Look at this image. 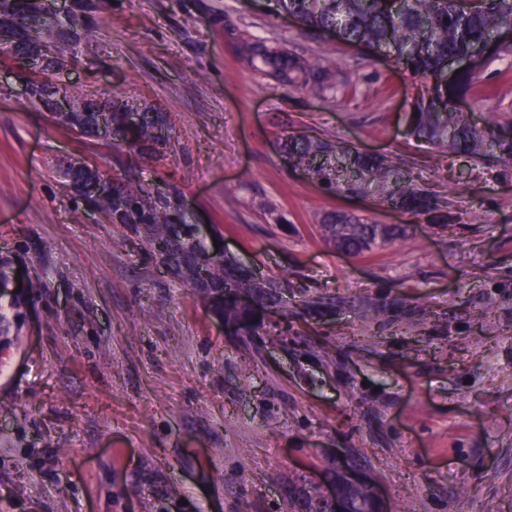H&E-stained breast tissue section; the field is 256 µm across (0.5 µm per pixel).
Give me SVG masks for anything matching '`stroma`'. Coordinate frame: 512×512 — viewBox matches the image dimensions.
<instances>
[{
  "label": "stroma",
  "mask_w": 512,
  "mask_h": 512,
  "mask_svg": "<svg viewBox=\"0 0 512 512\" xmlns=\"http://www.w3.org/2000/svg\"><path fill=\"white\" fill-rule=\"evenodd\" d=\"M241 35L347 81L332 102L274 87ZM81 58L61 83L164 113L140 178L176 186L206 244L288 307L231 335L142 233L73 213L82 142L0 83V258L43 283L0 349V512H320L343 463L386 512H512V170L410 143L426 78L271 0H113ZM482 79L474 118L508 122L512 56ZM298 134L407 161L446 224L327 193L281 160ZM334 211L407 236L338 251L319 233Z\"/></svg>",
  "instance_id": "1"
}]
</instances>
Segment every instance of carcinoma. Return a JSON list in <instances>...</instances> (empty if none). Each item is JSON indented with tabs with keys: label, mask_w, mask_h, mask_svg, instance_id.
Segmentation results:
<instances>
[{
	"label": "carcinoma",
	"mask_w": 512,
	"mask_h": 512,
	"mask_svg": "<svg viewBox=\"0 0 512 512\" xmlns=\"http://www.w3.org/2000/svg\"><path fill=\"white\" fill-rule=\"evenodd\" d=\"M49 0H0V68L10 67L30 86L32 103L50 112L59 127L76 131L83 142L99 144L98 117L109 113L112 126L125 133L124 143L145 158L157 157L167 118L144 109L140 121L127 126L129 109L113 102L80 97L57 85L67 111L56 112L44 97L43 87L55 83L54 76L67 63L78 64L80 47L98 28L97 18L112 7L110 0H73L70 19L56 23L49 17ZM279 12L292 17L311 32H336L344 42L363 44L384 52L413 76L433 79L425 94L407 113V134L431 149L463 153L472 160L512 166V126L486 122L470 123L457 101L469 98L481 82L482 72L463 71L452 81L440 75L448 58L466 55L480 46H492L488 58L512 55V43H492L494 33L512 28V0H483L480 10H459L457 0H275ZM243 64L255 74L290 90L300 89L323 99L336 95L342 72L336 64L313 62L286 45L271 40L242 39L238 44ZM45 58L39 69L26 68L29 58ZM283 158L291 167L306 171L327 191L360 196L374 189L383 204L402 213L444 224L447 216L438 203L414 183L401 161L388 160L340 149L331 140L308 135L292 136L283 145ZM67 172L74 190L71 210H89L116 227L142 230L147 249L160 264L187 283L211 295L228 291L248 295L258 307L270 303L288 312V301L273 283L260 284L222 255L205 249L181 207V192L170 185L145 186L134 173L112 179V191L98 186L108 174L89 159L71 163ZM324 239L350 254L371 251L405 234L398 225L375 224L357 215L327 214L320 224ZM12 263L0 259V337L8 335L9 313L22 306L20 294L32 296L42 282L27 278L22 293L13 287ZM224 323L247 330L254 314L246 313L230 297L215 305Z\"/></svg>",
	"instance_id": "carcinoma-1"
}]
</instances>
